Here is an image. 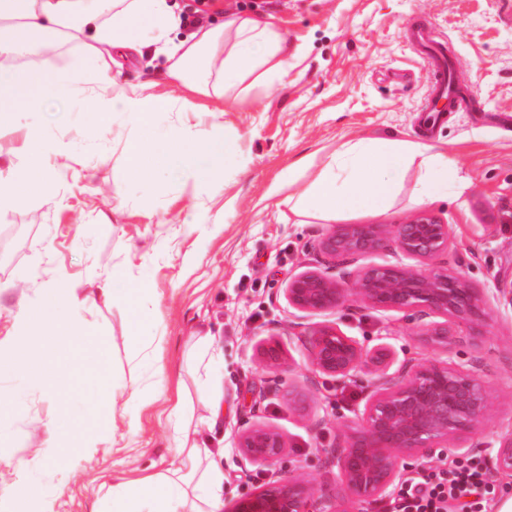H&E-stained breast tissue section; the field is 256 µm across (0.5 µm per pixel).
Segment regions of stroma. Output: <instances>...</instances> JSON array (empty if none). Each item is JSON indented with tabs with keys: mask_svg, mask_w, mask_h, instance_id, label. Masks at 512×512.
<instances>
[{
	"mask_svg": "<svg viewBox=\"0 0 512 512\" xmlns=\"http://www.w3.org/2000/svg\"><path fill=\"white\" fill-rule=\"evenodd\" d=\"M240 17H272L288 38V74L245 89L214 114L160 112L146 135L169 137L182 126L209 134L236 131L239 151L223 173L194 183L167 173L144 180L130 170L124 145L129 127L121 114L98 121L78 104H49L23 113L20 128L0 130V164L25 169L26 131L64 142L69 155L50 177L54 191L22 194L0 211V339L16 337L12 312L36 303L42 287L63 279L94 292L112 286V302L76 309L70 317L101 351L71 350L65 372L68 401L48 392L54 374L33 380L0 372V391L15 411L0 418V486L14 483V461L28 456L56 419L108 437L72 470L56 512H89L102 498L112 470L151 471L172 460L164 411L183 394L191 425L205 436L224 473V506L258 490L272 475L315 478L323 512L343 489L327 452L336 429L357 421L376 379L362 369L337 384L310 371L305 335L330 324L363 348L389 343L399 360H441L473 370L489 390L490 415L473 433L477 456L489 460L497 439L512 431V124L495 115L512 112V18L502 0H223ZM422 23L453 56L458 80L473 107L449 113L432 143L453 158L458 179L445 200L428 210L448 224L451 247L442 255L482 288L488 317L478 332L461 330L448 347L424 334L427 317L380 312L358 303L305 315L292 308L290 279L318 268V244L333 221L299 217L287 192L274 186L289 163L308 158L317 172L325 156L348 141L420 140V109L431 84L429 70L406 40L408 24ZM121 81L135 86L167 68L154 47L142 53L116 46ZM147 290L150 332L158 345L130 340L129 313ZM208 335L207 354L197 341ZM278 346L277 368H264L260 345ZM169 372L166 396L141 406L136 385L158 366ZM221 397L224 414L208 428L210 408L199 376ZM138 419L129 431V419ZM270 427L288 439L275 467L245 461L242 432Z\"/></svg>",
	"mask_w": 512,
	"mask_h": 512,
	"instance_id": "35a3bbf8",
	"label": "stroma"
}]
</instances>
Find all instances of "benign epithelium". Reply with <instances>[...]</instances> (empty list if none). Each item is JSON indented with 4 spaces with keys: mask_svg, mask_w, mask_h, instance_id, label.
Here are the masks:
<instances>
[{
    "mask_svg": "<svg viewBox=\"0 0 512 512\" xmlns=\"http://www.w3.org/2000/svg\"><path fill=\"white\" fill-rule=\"evenodd\" d=\"M386 231L408 259L431 261L448 252V225L427 211L399 224H342L319 244L331 266L292 278L285 288L289 305L305 314L334 311L349 302L381 312L430 311L442 320L430 323L427 335L443 347L455 339L457 327L474 331L482 326V289L446 266L421 270L397 261L362 268L351 278L336 273V262L378 251ZM306 342L315 373L342 382L367 366L379 375L358 413L359 425L346 427L336 441L333 464L345 493L336 512L383 499L406 459L430 456L450 441L457 450L471 452L466 434L491 408L488 392L475 374L461 372L447 361L406 363L392 373L391 350L381 346L365 351L355 339L327 325L311 329ZM239 448L247 461L271 467L287 453L288 442L273 428L254 427L240 435ZM491 466L512 475V432L499 437ZM319 492L311 479L279 477L239 498L231 512H321Z\"/></svg>",
    "mask_w": 512,
    "mask_h": 512,
    "instance_id": "1",
    "label": "benign epithelium"
}]
</instances>
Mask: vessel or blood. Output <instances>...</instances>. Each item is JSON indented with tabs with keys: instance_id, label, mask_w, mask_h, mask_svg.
Here are the masks:
<instances>
[{
	"instance_id": "1",
	"label": "vessel or blood",
	"mask_w": 512,
	"mask_h": 512,
	"mask_svg": "<svg viewBox=\"0 0 512 512\" xmlns=\"http://www.w3.org/2000/svg\"><path fill=\"white\" fill-rule=\"evenodd\" d=\"M408 40L418 47L432 75L430 99L422 118V127L428 130L440 122L445 113L455 111L463 104L467 90L456 79L446 44L436 39L429 28L411 27Z\"/></svg>"
}]
</instances>
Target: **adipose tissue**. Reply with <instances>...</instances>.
I'll list each match as a JSON object with an SVG mask.
<instances>
[{"label":"adipose tissue","mask_w":512,"mask_h":512,"mask_svg":"<svg viewBox=\"0 0 512 512\" xmlns=\"http://www.w3.org/2000/svg\"><path fill=\"white\" fill-rule=\"evenodd\" d=\"M181 26V18L170 0H0V128L12 125L23 112L41 111L45 101L89 104L93 114L122 113L135 131L156 113L195 112V95L209 92L212 74H219L221 93L235 91L255 72L266 77H284L281 52L288 40L268 19L242 22L226 20L224 25L202 28L191 37L174 41L171 33ZM236 31L232 49H225V28ZM75 33L85 62L79 66L45 69L37 63L18 65L25 48L40 43L43 52H52L57 36ZM164 44L168 62L164 76L146 81L138 88L118 86L112 47L122 42L136 49L147 36ZM178 81L182 99L171 96L168 85ZM126 152L139 174L160 170L183 175L192 181L212 179L217 170L237 153L233 132L199 136L192 130L174 132L158 143L130 136ZM419 160L422 175L418 201L435 202L448 193V184L457 177V168L439 145L405 142L376 147L362 141L345 144L327 156L318 174L302 182L303 162L288 167V183L298 189L296 203L312 216H379L395 196L410 160ZM46 302L37 309L21 307L15 321L23 334L49 333L76 337L77 326L68 317L73 307H90L109 300V289L100 294H81L63 281L47 284ZM174 460L163 471L135 476L112 472L110 495L104 504H93L90 512H221L224 504V475L211 465L210 448L190 434L182 401L169 408ZM102 435L85 430L75 441H67L55 424L36 447L34 458L53 476V494H37L28 483L25 462H17V480L0 487V500L8 501L13 512H28L37 501L40 512H55V502L68 485L67 474L59 473L60 456L80 460L102 442Z\"/></svg>","instance_id":"adipose-tissue-1"}]
</instances>
